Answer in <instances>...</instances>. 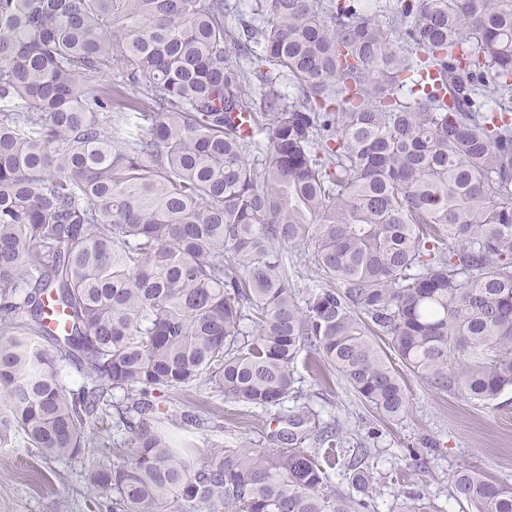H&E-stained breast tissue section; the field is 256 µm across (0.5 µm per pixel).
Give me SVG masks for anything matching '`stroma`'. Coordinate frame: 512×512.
<instances>
[{"label":"stroma","mask_w":512,"mask_h":512,"mask_svg":"<svg viewBox=\"0 0 512 512\" xmlns=\"http://www.w3.org/2000/svg\"><path fill=\"white\" fill-rule=\"evenodd\" d=\"M312 252L309 246L283 248L292 282L303 292L324 284ZM295 371L319 422H336L350 443L371 448L379 478L378 512H391L399 495L417 483L439 512H464L465 503L454 497L450 487V476L462 463L512 485V393L482 403L437 392L408 374L404 377L407 411L390 421L372 411L337 371L329 369L317 376L303 356ZM158 403L166 411L201 419V426L187 432L173 424L167 427L173 439L187 438L200 462L219 445L269 447L270 433L283 427L280 408H249L209 388L170 392ZM104 424L95 447L68 463L44 460L18 434L0 443V512H100L98 498L87 492L86 473L93 465L123 460L128 448L114 419L105 418Z\"/></svg>","instance_id":"obj_1"}]
</instances>
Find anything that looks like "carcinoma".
<instances>
[{"label":"carcinoma","mask_w":512,"mask_h":512,"mask_svg":"<svg viewBox=\"0 0 512 512\" xmlns=\"http://www.w3.org/2000/svg\"><path fill=\"white\" fill-rule=\"evenodd\" d=\"M252 2L236 36L229 0H0V429L69 462L115 407L129 458L87 474L106 512H375L370 449L339 489L342 431L310 407L276 447L200 463L157 392L274 407L301 399L303 352L386 419L398 363L512 391V0H403L391 30L383 0ZM308 243L327 284L301 298L282 248ZM450 483L512 512L467 463ZM393 512L440 510L414 491Z\"/></svg>","instance_id":"carcinoma-1"}]
</instances>
